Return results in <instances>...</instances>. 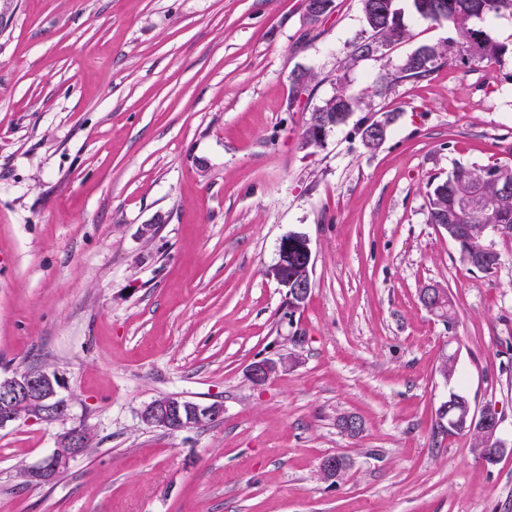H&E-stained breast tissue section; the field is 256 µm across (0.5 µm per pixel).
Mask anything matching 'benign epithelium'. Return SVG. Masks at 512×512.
I'll return each mask as SVG.
<instances>
[{"mask_svg":"<svg viewBox=\"0 0 512 512\" xmlns=\"http://www.w3.org/2000/svg\"><path fill=\"white\" fill-rule=\"evenodd\" d=\"M327 132V126L319 122L307 124L304 140L306 145H318ZM512 229L508 224H485L481 244L463 251L465 261L474 267L487 269L495 255L493 238ZM312 266V251L308 238L294 233L279 244L278 261L268 275L288 288L291 307L301 308L309 294V269ZM426 310L441 320H447L448 292L445 288H425L420 297ZM276 371V365L266 359L251 364L247 378L255 387L265 385ZM62 383L58 375L46 369L16 371L0 378V429L20 421L63 422L69 415V401L61 393ZM443 420L457 429L456 422L463 420V430L478 433L486 441V447H475L473 452L491 459L507 447L500 436L501 419L491 407L475 412L467 407L461 413L447 410L446 404L439 407ZM224 415L221 403L200 406L177 396H162L144 406L141 421L148 427L168 431H179L191 427H204L220 420ZM89 433L81 425H72L58 435L53 451L39 464L26 468L21 478L28 485L52 483L70 462L85 451ZM347 469V460L341 455H328L321 460L320 476L328 481L342 479Z\"/></svg>","mask_w":512,"mask_h":512,"instance_id":"1","label":"benign epithelium"}]
</instances>
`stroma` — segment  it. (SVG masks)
Wrapping results in <instances>:
<instances>
[{
	"label": "stroma",
	"instance_id": "obj_1",
	"mask_svg": "<svg viewBox=\"0 0 512 512\" xmlns=\"http://www.w3.org/2000/svg\"><path fill=\"white\" fill-rule=\"evenodd\" d=\"M0 34V377L62 378L91 448L50 485L22 469L59 423L0 429V512H512V451L443 435L449 391L512 438V241L487 273L428 221L456 163L512 159V66L404 59L448 24L351 62L360 0H15ZM310 73L304 100H291ZM360 103L306 146L337 82ZM389 118L376 149L358 131ZM310 241V295L268 275ZM448 290L452 323L420 303ZM456 372L444 379V357ZM261 359L278 370L247 379ZM221 420L143 425L153 399ZM363 422L358 436L338 419ZM344 455L331 483L322 458Z\"/></svg>",
	"mask_w": 512,
	"mask_h": 512
}]
</instances>
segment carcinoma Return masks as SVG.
I'll return each mask as SVG.
<instances>
[{"mask_svg": "<svg viewBox=\"0 0 512 512\" xmlns=\"http://www.w3.org/2000/svg\"><path fill=\"white\" fill-rule=\"evenodd\" d=\"M398 0H361V10L369 36L353 43L350 59L383 54L393 44L409 37L401 23L402 9ZM415 14L430 23L448 22L455 38L444 48L421 45L406 57L399 74L405 79H423L430 75L435 63L447 57L481 62L494 59L506 63L512 59V48L491 39L481 22L505 13L512 15V0H409ZM359 103L347 94L343 83H337L336 95L315 108L311 117L344 123ZM429 223L467 224L472 234L482 224L512 225V162L497 161L485 166L457 165L448 178L437 183L429 196Z\"/></svg>", "mask_w": 512, "mask_h": 512, "instance_id": "carcinoma-1", "label": "carcinoma"}]
</instances>
